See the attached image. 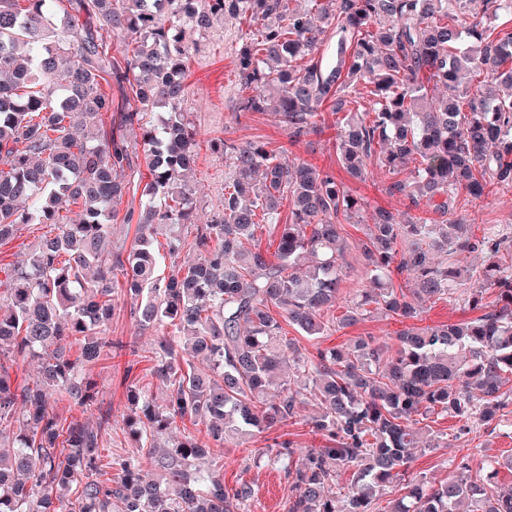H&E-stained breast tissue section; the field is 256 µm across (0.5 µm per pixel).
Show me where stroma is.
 Instances as JSON below:
<instances>
[{"label": "stroma", "instance_id": "1", "mask_svg": "<svg viewBox=\"0 0 512 512\" xmlns=\"http://www.w3.org/2000/svg\"><path fill=\"white\" fill-rule=\"evenodd\" d=\"M257 29V24L247 18L237 21L217 18L209 29L201 32L189 30L184 34V41L189 44L191 51L184 80L186 93L180 108L197 132L199 154L193 173L197 189L194 221L184 225L181 234L185 238H193L195 225L209 223L224 207L225 180L230 172V160L222 148L225 140L264 142L269 148L285 149L289 159L333 172L353 196L365 203L360 216L349 219L341 215L337 218L349 244L345 253L348 273L343 283V296L331 311L332 316H340L367 283V271L359 259L357 246L366 238L374 208H386L402 221L416 216L428 218L432 212L424 206L409 207L403 197L390 195L388 188L394 177L386 170L370 167L363 181L353 179L346 173L336 150V123L340 116L329 107L324 106L319 110V132L297 142L289 139L287 129L279 117L272 113L253 112L238 117L237 108L243 91L236 76L235 53L245 37ZM146 174V165L140 162L128 175L131 189L118 205L117 215L112 221L113 242L129 245L134 241L136 227L126 223L124 217L128 212L138 210L142 192L140 182ZM455 216L471 225L475 235H482L485 228L493 225L503 235L511 237L512 190L493 186L479 200L472 199L466 193H459ZM43 232L42 225L28 224L21 228L13 240L0 245L1 282L6 280L11 269L27 258ZM477 315V310L469 306L466 296L453 294L427 302L418 323L433 326ZM404 327V322L400 320L371 312L357 323L344 328H331L315 340L298 335L292 328L287 329L286 334L295 340L301 351L311 352L318 347H346L360 336H372L390 344ZM105 334L133 345L138 354L134 368H127V359L123 356L100 359L90 367L91 374L103 388L97 404L85 409L66 407L62 413L67 417H87L93 420L100 418L103 413H111V424L103 432L102 454L108 458L119 454L129 455L134 451L133 441L122 429V416L127 407V380L138 381L140 386L158 398L162 397L165 388L151 371L152 351L159 332L155 329L140 330L126 299H116ZM311 414V407L305 406L296 418L276 430L255 435L243 444L232 441L221 447H212L209 459L222 469L225 488L232 489L243 482L253 484L256 494L251 503L252 512H286L288 482L282 471L260 460L258 451L276 439L292 441L298 448L323 445V438L311 430ZM428 424L434 435L447 440L448 445L416 452L410 462L409 477H424L437 482L445 479L462 457L477 460L484 456L502 460L512 457V403L503 410L498 424L489 427L475 426L471 431L464 432L460 429L458 419L451 417H434L429 419Z\"/></svg>", "mask_w": 512, "mask_h": 512}]
</instances>
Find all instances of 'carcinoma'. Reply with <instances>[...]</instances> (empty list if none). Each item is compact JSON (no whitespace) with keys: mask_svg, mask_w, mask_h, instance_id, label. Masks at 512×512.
I'll use <instances>...</instances> for the list:
<instances>
[{"mask_svg":"<svg viewBox=\"0 0 512 512\" xmlns=\"http://www.w3.org/2000/svg\"><path fill=\"white\" fill-rule=\"evenodd\" d=\"M0 0V245L23 224L50 230L0 290V512H249L255 490L224 488L219 468L197 462L208 442L222 445L294 419L308 399L319 412L313 432L329 444L296 453L289 441L266 449L284 464L287 512H375L385 487L403 479L413 450L440 447L420 420L450 415L489 426L512 397V241L491 227L476 237L454 219L456 194L474 199L497 184L512 188V28L489 26L512 13V0ZM96 21L83 27L78 16ZM250 17L260 28L236 53L239 84L251 91L241 112L281 116L293 141L318 130V109L344 113L337 138L342 167L363 181L376 165L413 176L388 188L439 216L401 222L377 207L358 249L369 273L350 309L336 319L354 324L373 307L414 321L423 304L457 289L448 256L483 252L468 304L483 291L495 305L475 318L409 325L392 345L373 336L352 347L304 353L282 323L317 338L330 329L328 311L341 299L346 241L338 214L350 218L360 199L343 182L307 163H292L263 142L224 141L231 172L224 211L195 225L190 245L176 226L195 210L192 172L198 142L180 112L185 96L183 26L205 27L212 16ZM339 34L340 63L315 61L328 26ZM139 34L123 61L108 54L103 35ZM476 79L463 85L465 75ZM110 75L128 82L143 105L120 113L101 138L78 140L79 124H104L112 98L100 91ZM369 89V112L348 108L349 91ZM444 96L429 98L430 86ZM137 126L147 168L137 236L130 249L112 243V218L129 190L133 150L121 129ZM291 206L280 223L283 201ZM81 206L69 224L63 206ZM276 230L273 256L261 248V224ZM169 228L168 252L199 250L192 262L157 275L154 236ZM407 271L415 287L396 289ZM131 302L141 329L170 328L159 337L152 372L166 398L132 387L124 429L130 456L103 459L102 423L68 419L60 403L87 407L103 391L87 366L123 355L126 344L103 335L116 292ZM79 355L72 357V345ZM39 361L36 378L11 380L4 360ZM199 357L205 366L196 365ZM205 425L202 440L185 430L167 445L177 422ZM512 470V460L504 463ZM466 456L448 479L406 483L405 495L382 512H512V490L490 476L504 465ZM353 474L338 506L336 477Z\"/></svg>","mask_w":512,"mask_h":512,"instance_id":"carcinoma-1","label":"carcinoma"}]
</instances>
